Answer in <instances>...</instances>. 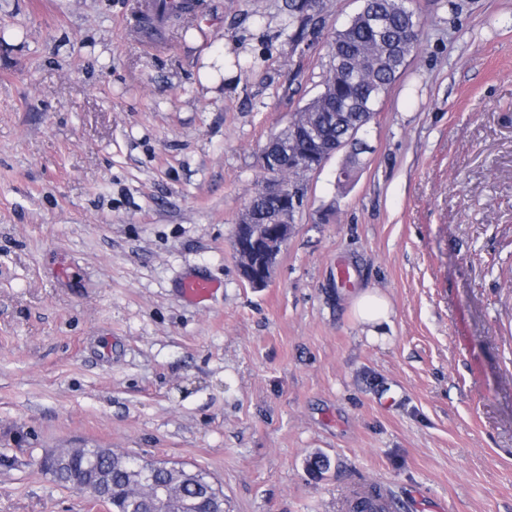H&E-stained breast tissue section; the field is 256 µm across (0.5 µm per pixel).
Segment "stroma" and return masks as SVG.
I'll use <instances>...</instances> for the list:
<instances>
[{
    "mask_svg": "<svg viewBox=\"0 0 512 512\" xmlns=\"http://www.w3.org/2000/svg\"><path fill=\"white\" fill-rule=\"evenodd\" d=\"M201 3L148 47L137 0H0V512H103L37 468L55 448L203 470L224 512H345L372 485L512 512V0H413L419 52L304 175L261 288L234 227L361 2L323 0L297 43L289 0ZM190 276L222 287L185 302ZM365 288L391 305L377 342ZM202 67L199 72V81L204 88H218L224 77V56L221 53L210 52L205 49L200 54ZM353 310L360 322L367 327L366 336L370 338L385 337L380 333L384 325L390 324V303L376 290L359 291L352 301Z\"/></svg>",
    "mask_w": 512,
    "mask_h": 512,
    "instance_id": "stroma-1",
    "label": "stroma"
}]
</instances>
